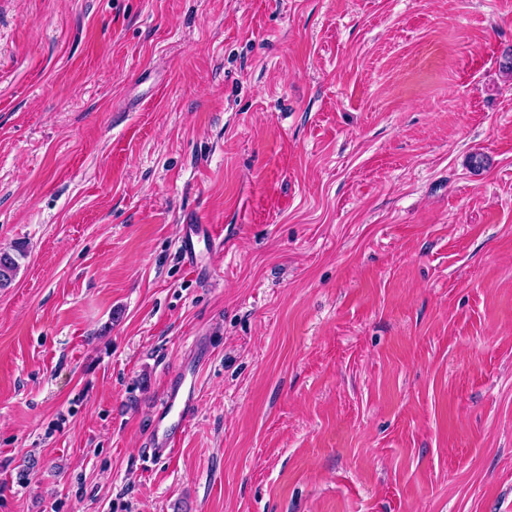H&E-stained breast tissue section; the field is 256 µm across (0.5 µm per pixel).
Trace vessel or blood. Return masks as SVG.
<instances>
[{"mask_svg":"<svg viewBox=\"0 0 512 512\" xmlns=\"http://www.w3.org/2000/svg\"><path fill=\"white\" fill-rule=\"evenodd\" d=\"M194 388L184 385L168 386L155 414L151 445L161 455H173L183 432L193 415Z\"/></svg>","mask_w":512,"mask_h":512,"instance_id":"vessel-or-blood-1","label":"vessel or blood"}]
</instances>
